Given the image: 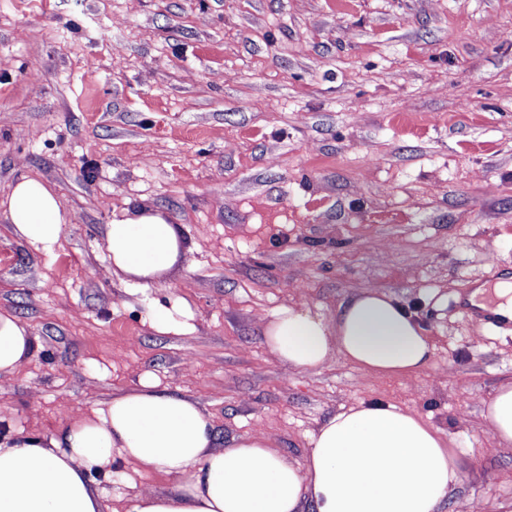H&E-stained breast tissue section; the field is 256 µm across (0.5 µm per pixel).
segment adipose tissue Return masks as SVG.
<instances>
[{"instance_id":"adipose-tissue-1","label":"adipose tissue","mask_w":512,"mask_h":512,"mask_svg":"<svg viewBox=\"0 0 512 512\" xmlns=\"http://www.w3.org/2000/svg\"><path fill=\"white\" fill-rule=\"evenodd\" d=\"M0 211L20 240L46 252L67 222L59 196L35 178L17 181ZM105 236L112 274L143 287L191 263L181 226L147 207L112 220ZM264 336L281 363L302 371L319 370L338 354L367 372L407 374L428 366L434 349L396 298L368 290L331 318L282 308ZM32 347L29 327L0 312V376L13 374ZM486 416L498 445L511 446L512 383L495 390ZM119 460L178 479L176 493L129 496L124 512H438L468 467L438 429L382 402L327 417L301 466L254 434L219 448L214 420L196 400L145 379L57 436L0 435V512H102L89 475L111 477Z\"/></svg>"}]
</instances>
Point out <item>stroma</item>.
Instances as JSON below:
<instances>
[{
  "instance_id": "stroma-1",
  "label": "stroma",
  "mask_w": 512,
  "mask_h": 512,
  "mask_svg": "<svg viewBox=\"0 0 512 512\" xmlns=\"http://www.w3.org/2000/svg\"><path fill=\"white\" fill-rule=\"evenodd\" d=\"M24 177L70 222L47 253L0 213V310L34 337L0 376L16 436L148 375L212 415L218 446L260 434L300 464L324 419L381 401L464 451L440 512H512V447L485 416L512 330L452 305L494 283L488 253L512 269V0H0V198ZM145 206L193 248L146 290L112 275L104 237ZM362 290L419 319L427 367L303 372L267 348L280 308L329 317ZM174 296L195 329L158 334L147 311ZM94 482L103 512L177 486Z\"/></svg>"
}]
</instances>
